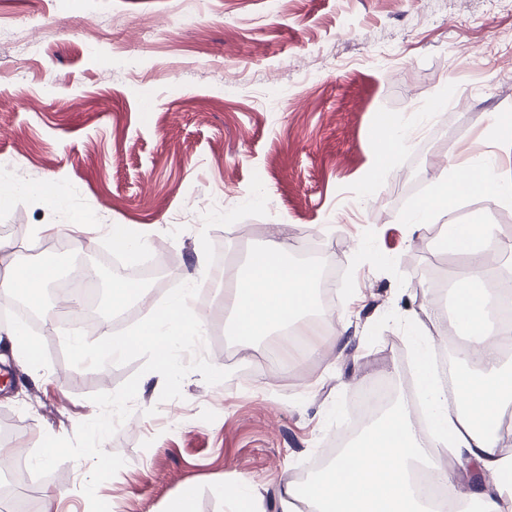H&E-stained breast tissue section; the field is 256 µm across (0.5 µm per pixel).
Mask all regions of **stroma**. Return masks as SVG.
Here are the masks:
<instances>
[{
    "label": "stroma",
    "mask_w": 512,
    "mask_h": 512,
    "mask_svg": "<svg viewBox=\"0 0 512 512\" xmlns=\"http://www.w3.org/2000/svg\"><path fill=\"white\" fill-rule=\"evenodd\" d=\"M192 13L199 22L179 25ZM0 169H23L26 192L0 205V279L13 265L66 269L107 262L113 225L154 228L209 317L216 385L190 373L182 399L139 362L70 366L46 285L29 332L38 373L0 340V448L29 460L44 435L73 436L94 418L90 396L140 374L133 413L91 473L66 461L37 491L62 488L58 512H165L190 492L192 512H230L251 479L262 512L340 434L370 381L404 377L431 336L448 333L457 286L435 291L441 265L465 263L443 219L405 218L431 201L442 171L474 152L512 166L488 134L512 113V8L501 0H0ZM389 115L412 132L372 183L374 135ZM512 243V203L480 191L455 202ZM74 224V237L40 225ZM292 257L321 242L336 271L326 293L347 341L261 371L271 339L224 334L233 313L212 259L241 263L273 236Z\"/></svg>",
    "instance_id": "stroma-1"
}]
</instances>
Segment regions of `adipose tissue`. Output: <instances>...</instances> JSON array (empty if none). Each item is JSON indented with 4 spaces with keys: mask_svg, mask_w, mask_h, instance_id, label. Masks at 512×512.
I'll return each instance as SVG.
<instances>
[{
    "mask_svg": "<svg viewBox=\"0 0 512 512\" xmlns=\"http://www.w3.org/2000/svg\"><path fill=\"white\" fill-rule=\"evenodd\" d=\"M437 180L442 213L449 212L455 198L475 190L512 200V178L492 164L476 161L455 181L443 174ZM446 237L468 259L456 280L455 317L465 332L463 357L480 359V366L456 375L451 391L422 368L430 429H418L408 403L396 402L364 428L334 465L305 482H285V506L301 497L317 512H436L412 476L425 469L456 489L457 473L442 469L429 454L449 446L469 475V490L459 495L457 512H512V436L503 434L498 422L502 410L512 405V359L502 348L504 340H512V326L491 322L494 301L484 286L486 274L501 260L499 231L494 224L452 220ZM288 253L287 237L271 238L251 254L246 267L232 269L225 301L234 311L235 335L256 338L297 325L312 306L315 274L290 263Z\"/></svg>",
    "mask_w": 512,
    "mask_h": 512,
    "instance_id": "ef3b65f1",
    "label": "adipose tissue"
}]
</instances>
